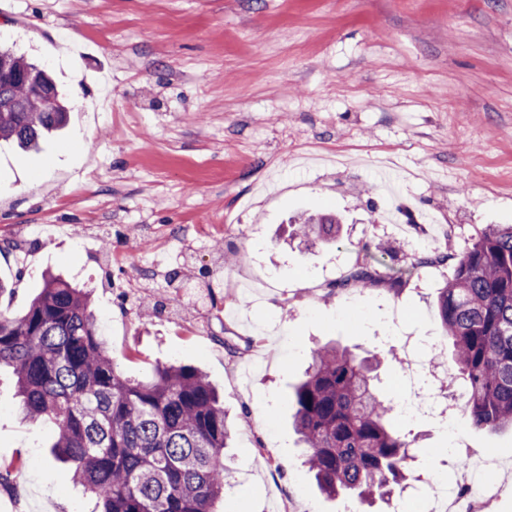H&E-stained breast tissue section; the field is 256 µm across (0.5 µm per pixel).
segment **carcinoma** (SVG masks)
<instances>
[{"label": "carcinoma", "mask_w": 512, "mask_h": 512, "mask_svg": "<svg viewBox=\"0 0 512 512\" xmlns=\"http://www.w3.org/2000/svg\"><path fill=\"white\" fill-rule=\"evenodd\" d=\"M66 122L50 75L1 49L0 138L32 147ZM337 224L312 215L302 235L330 243ZM448 259L454 273L437 308L452 369L466 382L473 425L498 431L512 426V225H488L464 252L438 251L415 266ZM383 281L363 264L336 287ZM90 306L87 290L46 273L26 313L0 314V366L12 368L24 419L55 424L54 459L96 497L100 512H216L229 486L224 401L191 366H158L145 381L123 378ZM372 372L370 357L328 345L313 352L294 391V428L329 498L388 503L414 480L415 440L395 431V407L380 400Z\"/></svg>", "instance_id": "obj_1"}]
</instances>
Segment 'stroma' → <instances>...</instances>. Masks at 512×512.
I'll return each mask as SVG.
<instances>
[{"mask_svg":"<svg viewBox=\"0 0 512 512\" xmlns=\"http://www.w3.org/2000/svg\"><path fill=\"white\" fill-rule=\"evenodd\" d=\"M0 42L70 112L38 150L0 140V313L47 270L87 286L122 376L175 362L223 395L236 488L218 512H343L304 463L294 387L334 342L379 353L393 397L404 350L381 337L444 338L454 265L416 257L512 224V0H0ZM327 210L335 243L297 234ZM378 259L384 282L339 288ZM402 430L420 474L453 472L438 451L456 440L494 451L493 510L512 512L511 429ZM53 437L0 368V512H92Z\"/></svg>","mask_w":512,"mask_h":512,"instance_id":"1","label":"stroma"}]
</instances>
